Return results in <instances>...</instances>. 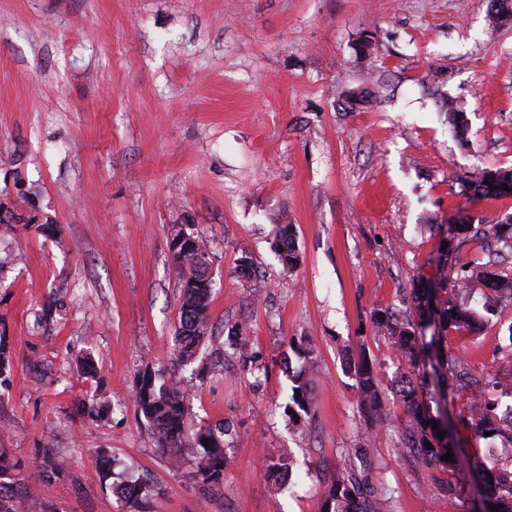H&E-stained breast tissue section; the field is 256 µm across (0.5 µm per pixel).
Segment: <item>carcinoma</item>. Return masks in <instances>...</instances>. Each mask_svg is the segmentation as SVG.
Returning <instances> with one entry per match:
<instances>
[{"label":"carcinoma","instance_id":"1","mask_svg":"<svg viewBox=\"0 0 512 512\" xmlns=\"http://www.w3.org/2000/svg\"><path fill=\"white\" fill-rule=\"evenodd\" d=\"M512 186V172L485 170L480 176L469 181L468 186L476 193H500L503 185ZM495 242L503 243L508 251L488 248L487 261L477 263L470 274L450 277L448 264H443L444 277L451 278L452 297L439 303L424 299L420 293L414 294L416 307L421 312L420 321L409 318L399 319L385 312L375 318L378 331L392 339L398 355L409 367L408 374L401 377L396 395L409 417L397 448L398 455L426 464L441 462L448 467V476H453L454 461H444L442 456L451 451L437 432L445 431L434 423L440 418L430 414L425 397V381L420 377V366L429 364L435 379V395L447 399L456 393L468 392L472 395L470 421L475 433L486 432L500 435L512 447V413L503 419L504 425H496L497 404L485 398L487 388H499L512 395V328L507 336L508 343L503 347L506 366L492 372L478 371L470 367L460 357L443 350V333L450 330L473 333L483 324L479 312L465 299L469 298L475 284L484 286L482 308L494 312L498 305L512 303V276L496 273L491 267L503 264L512 252V216L488 225ZM277 241L283 262L289 267L296 266L299 252L295 245L296 229L292 224L277 225ZM210 263L205 243L196 239L176 266L180 275L182 302L178 325L174 336L175 348L185 360L192 362L197 349L210 333L209 305L212 290L203 288L199 280ZM432 331L430 340H425V332ZM298 367L292 375L291 395L297 409L307 414L312 407L311 387L317 369L316 355L311 345L303 340L294 345ZM349 366L356 379L362 410L375 417H385L387 410L383 401L377 372L364 352L350 358ZM133 402L136 410L153 429L158 447L176 465L188 441L203 448L196 477L209 490L218 493L224 487V441L211 429L201 427L193 432L186 426L187 406L184 394L175 382L156 384V375L150 370L139 374ZM207 442H202V439ZM431 448H426V444ZM64 466L62 458L49 449L36 458L30 470L20 471V466L11 463L7 449L0 448V512H25L26 501L31 495L35 482L44 481ZM475 472L483 475L486 484L487 502L497 506L496 512H512V469L494 460H477ZM113 491L125 499L131 512H142L143 505L151 498L156 487L143 484L131 491L124 485L113 487ZM382 498L365 487V479L355 469L338 478L328 489L323 512H381Z\"/></svg>","mask_w":512,"mask_h":512}]
</instances>
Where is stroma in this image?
Here are the masks:
<instances>
[{
  "instance_id": "1",
  "label": "stroma",
  "mask_w": 512,
  "mask_h": 512,
  "mask_svg": "<svg viewBox=\"0 0 512 512\" xmlns=\"http://www.w3.org/2000/svg\"><path fill=\"white\" fill-rule=\"evenodd\" d=\"M488 0H0V448L64 471L27 512H126L114 480L151 479L147 512H323L328 485L361 467L383 512H481L448 471L397 455L404 372L374 314L414 315L417 280L447 293L450 224H492L512 195L464 181L512 171V22ZM452 102L465 129L448 127ZM51 230H44V223ZM296 227L283 267L276 227ZM208 246L213 339L173 351L181 293L174 230ZM248 256L249 272L238 270ZM512 304L445 350L492 370ZM248 344L240 356L239 341ZM317 355L314 405L290 422L292 346ZM365 346L387 420L368 428L345 359ZM92 356L96 371L79 361ZM179 382L189 422L224 441V488L200 487L201 450L163 455L133 403L140 371ZM94 393L97 416L76 405ZM468 396L448 402L458 468L492 456ZM107 450L115 475L103 477ZM284 461L288 477L268 471Z\"/></svg>"
}]
</instances>
